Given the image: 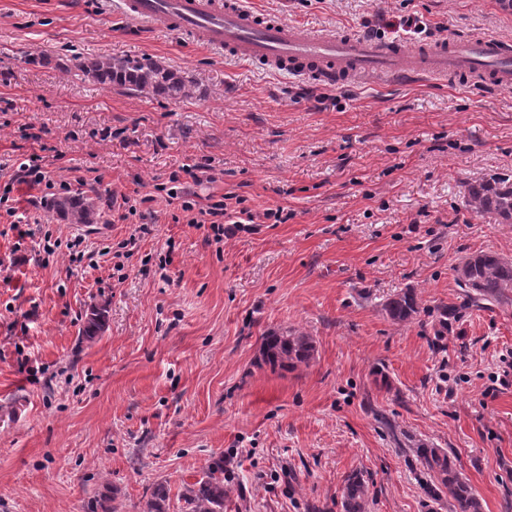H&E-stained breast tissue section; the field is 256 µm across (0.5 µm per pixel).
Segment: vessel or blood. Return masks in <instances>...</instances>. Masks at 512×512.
Listing matches in <instances>:
<instances>
[{"label":"vessel or blood","instance_id":"obj_1","mask_svg":"<svg viewBox=\"0 0 512 512\" xmlns=\"http://www.w3.org/2000/svg\"><path fill=\"white\" fill-rule=\"evenodd\" d=\"M121 12L166 31L189 34L238 61L261 62L333 86L354 79L396 84L411 79L479 77L484 88H512V40L443 39L409 48L350 34L318 33L264 18L241 0H119Z\"/></svg>","mask_w":512,"mask_h":512}]
</instances>
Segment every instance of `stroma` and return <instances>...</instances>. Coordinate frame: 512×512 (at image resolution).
<instances>
[{
  "label": "stroma",
  "instance_id": "obj_1",
  "mask_svg": "<svg viewBox=\"0 0 512 512\" xmlns=\"http://www.w3.org/2000/svg\"><path fill=\"white\" fill-rule=\"evenodd\" d=\"M243 2L311 30L370 25L410 47L512 39L498 0ZM413 14L427 31L399 27ZM99 55L162 61L190 93L174 102L94 83L79 64ZM28 125L59 153L46 161L54 180L95 189L97 215L81 228L34 206L42 189L13 193L28 218L83 239L79 262L19 240L0 217V512H86L106 486L117 512H141L160 482L180 512L184 486L218 456L224 512H340L353 472L368 512H425L396 431L454 455L483 512H512V384L499 382L512 301L477 309L455 273L481 251L512 259V224L463 197L465 184L512 175V89L324 87L127 19L116 0H0V181L36 151ZM201 157L216 181L200 195L232 191L288 221L210 245L174 222L166 197L144 202ZM127 196L151 232L117 278L101 250L131 231L118 219ZM405 288L423 310L396 324L382 304ZM101 302L109 328L82 344ZM442 304L457 315L439 339ZM284 328L313 339L312 362L257 367L262 336Z\"/></svg>",
  "mask_w": 512,
  "mask_h": 512
}]
</instances>
